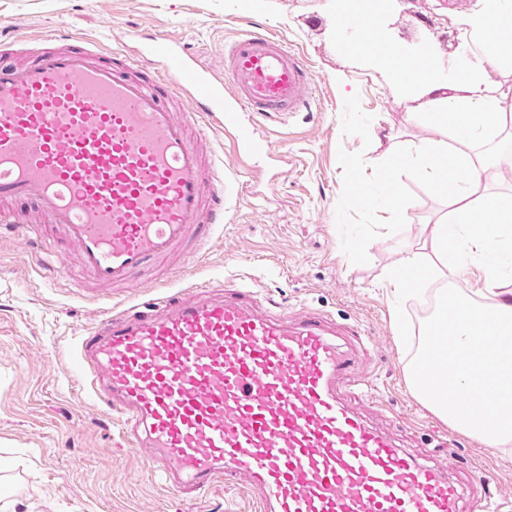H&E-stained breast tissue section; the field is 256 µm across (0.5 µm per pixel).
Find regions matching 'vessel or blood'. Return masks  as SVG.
Returning a JSON list of instances; mask_svg holds the SVG:
<instances>
[{"label":"vessel or blood","mask_w":512,"mask_h":512,"mask_svg":"<svg viewBox=\"0 0 512 512\" xmlns=\"http://www.w3.org/2000/svg\"><path fill=\"white\" fill-rule=\"evenodd\" d=\"M224 72L163 35L132 52L75 36L22 66L0 60V223L38 238L14 210L33 203L62 230L38 267H59L73 247L104 287H130L187 240L207 245L228 184L192 127L250 155L269 144L242 114L283 122L315 106L305 59L266 29L225 44ZM487 329L477 321L470 349L448 358L464 359L492 406ZM344 334L318 311L285 317L247 285L203 282L113 308L79 337L73 368L178 493L240 480L257 512H486L487 493L464 510L448 466L405 453L341 397L368 385ZM415 369L427 387L443 380L432 345Z\"/></svg>","instance_id":"1"}]
</instances>
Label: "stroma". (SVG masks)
<instances>
[{
	"label": "stroma",
	"mask_w": 512,
	"mask_h": 512,
	"mask_svg": "<svg viewBox=\"0 0 512 512\" xmlns=\"http://www.w3.org/2000/svg\"><path fill=\"white\" fill-rule=\"evenodd\" d=\"M339 0H0V45L32 52L46 39L79 33L102 48L129 35L162 33L180 41L212 73L224 72V44L262 26L300 51L314 75L316 109L289 122L258 123L274 149L240 159L218 140L232 191L207 256L192 279L233 276L287 314L315 309L355 330L356 369L372 383L359 407L412 454L452 460L464 505L488 481L512 502V444L490 448L451 427L413 392L409 376L427 332L426 309L445 298L471 299L484 267L441 289L427 284L397 297L387 274L407 248L419 247L448 200L414 172L396 174L410 206L395 224L360 205L353 181L377 190L383 164L409 142L437 137L416 124L424 98L402 89L362 47L361 28L339 21ZM482 0H394L375 37L408 53L433 44L439 79L454 84L480 61L475 39L448 43ZM42 244L0 230V490L16 512H253L232 489L181 496L161 489L148 449L128 445L110 411L73 373L78 336L105 303L70 288L66 275L36 267Z\"/></svg>",
	"instance_id": "35a3bbf8"
}]
</instances>
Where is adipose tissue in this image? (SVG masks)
Listing matches in <instances>:
<instances>
[{"mask_svg":"<svg viewBox=\"0 0 512 512\" xmlns=\"http://www.w3.org/2000/svg\"><path fill=\"white\" fill-rule=\"evenodd\" d=\"M472 26L483 62L496 69L512 63V21H507L504 10L487 9L473 19ZM371 50L390 64L401 84L427 96L428 109L416 113L415 122L436 123L442 132L441 139L425 138L398 151L390 169H408L426 177L446 195L450 205L447 217L431 227L430 251H407L401 264L391 271L390 285L405 289L427 277L437 279L445 273L453 279L463 275L460 264L444 273L429 266L432 254L444 257L451 252L475 255L512 250V194L478 191L490 160L479 147L491 130L502 125L504 95L486 86L482 72L464 74L450 87L438 80L431 58L411 61L381 42ZM479 316L494 325L498 348L489 352L488 361L500 365L501 387L508 400L486 409L479 399L470 397L473 378L460 368L454 373L456 396L429 394L425 401L454 428L499 448L512 443V360L504 362L499 357L500 350L512 352V290L502 289L499 272L493 267L484 272L478 301L465 302L454 318L443 322L444 334L454 337L458 351L470 347L471 324Z\"/></svg>","mask_w":512,"mask_h":512,"instance_id":"1","label":"adipose tissue"}]
</instances>
